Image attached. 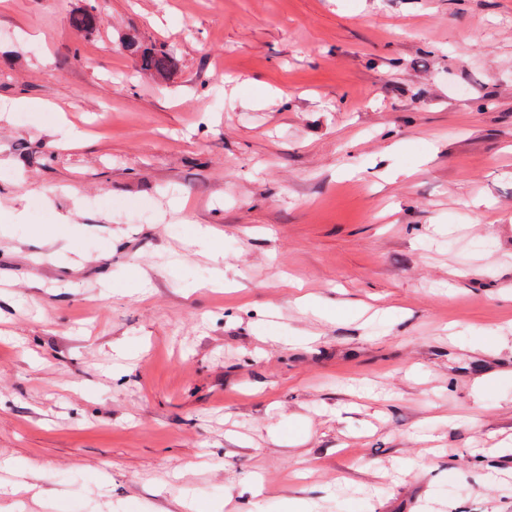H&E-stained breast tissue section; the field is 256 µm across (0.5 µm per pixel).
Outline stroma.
I'll return each instance as SVG.
<instances>
[{"label": "stroma", "instance_id": "1", "mask_svg": "<svg viewBox=\"0 0 512 512\" xmlns=\"http://www.w3.org/2000/svg\"><path fill=\"white\" fill-rule=\"evenodd\" d=\"M260 480L512 512V0H0V512ZM176 66L175 57L166 50L144 53L141 58V69L151 73L166 75Z\"/></svg>", "mask_w": 512, "mask_h": 512}]
</instances>
